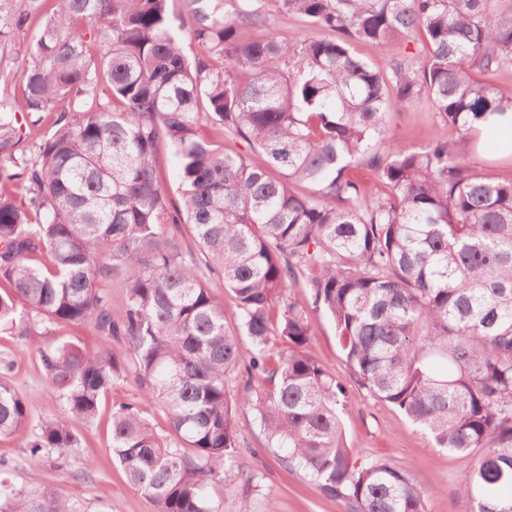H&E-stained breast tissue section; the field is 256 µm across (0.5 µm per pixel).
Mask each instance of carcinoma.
<instances>
[{
  "mask_svg": "<svg viewBox=\"0 0 512 512\" xmlns=\"http://www.w3.org/2000/svg\"><path fill=\"white\" fill-rule=\"evenodd\" d=\"M46 2L0 0V61L43 16L15 75L0 71V326L16 323L20 300L51 324L92 325L100 344L42 353L66 417L42 420L31 457L75 447L73 425L96 418L129 365L170 430L124 404L112 452L157 512H212L201 483L235 459L240 409L285 468L349 512H427L406 468L360 464L345 445L344 388L307 352L310 315L287 295L303 288L361 388L436 447L475 457L458 487L475 512H512V181L481 174L473 150L479 122L512 114V97L474 77L512 66V0H274L283 19L331 34L293 44L274 31L240 38L264 25L254 0H234L231 19L227 0H185L205 49L193 57L171 0ZM417 33V65L376 69L351 51ZM423 101L458 140L378 152L388 114ZM47 112L53 129L35 132ZM203 125L262 163L202 138ZM162 145L179 162L176 201L157 176ZM356 161L386 193L347 176ZM204 269L233 294L238 333ZM119 271L114 317L99 284ZM11 369L0 367L1 438L29 421ZM241 372L238 400L229 382ZM3 466L0 512H86L53 487L16 488Z\"/></svg>",
  "mask_w": 512,
  "mask_h": 512,
  "instance_id": "1",
  "label": "carcinoma"
}]
</instances>
